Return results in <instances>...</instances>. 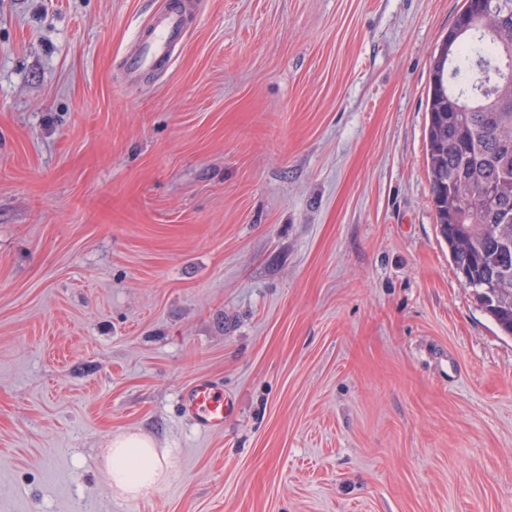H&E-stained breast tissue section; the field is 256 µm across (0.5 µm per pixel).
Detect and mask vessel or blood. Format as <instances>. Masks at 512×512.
I'll return each instance as SVG.
<instances>
[{
	"mask_svg": "<svg viewBox=\"0 0 512 512\" xmlns=\"http://www.w3.org/2000/svg\"><path fill=\"white\" fill-rule=\"evenodd\" d=\"M185 35L184 13L181 9H165L156 19L152 31L142 36L137 51L126 60L130 74L152 70L167 64L173 48ZM184 414L204 434L223 430L224 422L235 412L234 401L225 396L221 384L204 377L197 378L180 397Z\"/></svg>",
	"mask_w": 512,
	"mask_h": 512,
	"instance_id": "vessel-or-blood-1",
	"label": "vessel or blood"
}]
</instances>
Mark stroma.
<instances>
[{
	"label": "stroma",
	"instance_id": "obj_1",
	"mask_svg": "<svg viewBox=\"0 0 512 512\" xmlns=\"http://www.w3.org/2000/svg\"><path fill=\"white\" fill-rule=\"evenodd\" d=\"M169 2L0 0V512H512V337L426 163L464 0H185L129 78ZM131 433L172 464L137 500ZM185 35L184 13L176 7L166 8L156 19L152 31L142 36L137 51L126 60L127 70L137 75L144 70L165 66L173 48ZM184 414L204 434L224 429V421L235 413V402L224 395L221 384L197 378L180 397ZM112 488L122 496L138 499L159 488L170 475V463L152 440L139 434L112 439L103 457Z\"/></svg>",
	"mask_w": 512,
	"mask_h": 512
}]
</instances>
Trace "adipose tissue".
I'll return each instance as SVG.
<instances>
[{"instance_id":"ef3b65f1","label":"adipose tissue","mask_w":512,"mask_h":512,"mask_svg":"<svg viewBox=\"0 0 512 512\" xmlns=\"http://www.w3.org/2000/svg\"><path fill=\"white\" fill-rule=\"evenodd\" d=\"M103 466L113 489L138 499L159 488L170 475L167 455L152 440L139 434L115 437L103 457Z\"/></svg>"}]
</instances>
